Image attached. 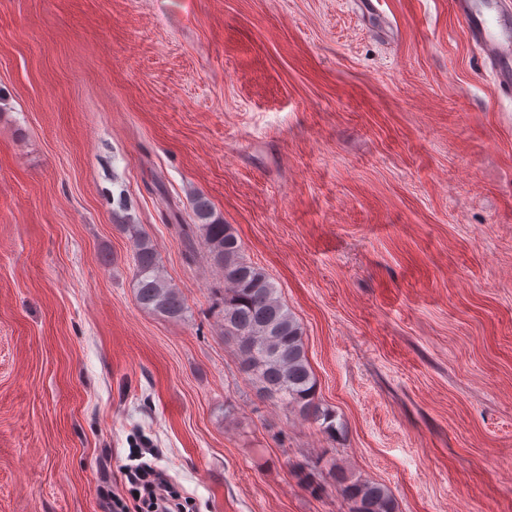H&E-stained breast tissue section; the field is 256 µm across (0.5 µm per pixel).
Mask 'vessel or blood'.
Instances as JSON below:
<instances>
[{"mask_svg":"<svg viewBox=\"0 0 512 512\" xmlns=\"http://www.w3.org/2000/svg\"><path fill=\"white\" fill-rule=\"evenodd\" d=\"M499 96L512 100V0H451Z\"/></svg>","mask_w":512,"mask_h":512,"instance_id":"1","label":"vessel or blood"}]
</instances>
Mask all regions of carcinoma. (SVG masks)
Wrapping results in <instances>:
<instances>
[{"label": "carcinoma", "mask_w": 512, "mask_h": 512, "mask_svg": "<svg viewBox=\"0 0 512 512\" xmlns=\"http://www.w3.org/2000/svg\"><path fill=\"white\" fill-rule=\"evenodd\" d=\"M193 213L195 227L183 230V235L190 242L195 232L201 233L210 260L221 274L222 286L213 289L214 304L224 322V336L236 345L242 371L259 384L265 398L298 409L327 432L335 431V415L315 401V379L302 328L281 302L267 272L245 258L234 228L215 214L207 198L195 199ZM121 221L133 246L139 304L166 317H182L184 299L161 276L152 240L131 218L125 216ZM336 480L353 504L350 512H397L384 485L353 480L341 469L336 470Z\"/></svg>", "instance_id": "cac0c4a2"}]
</instances>
